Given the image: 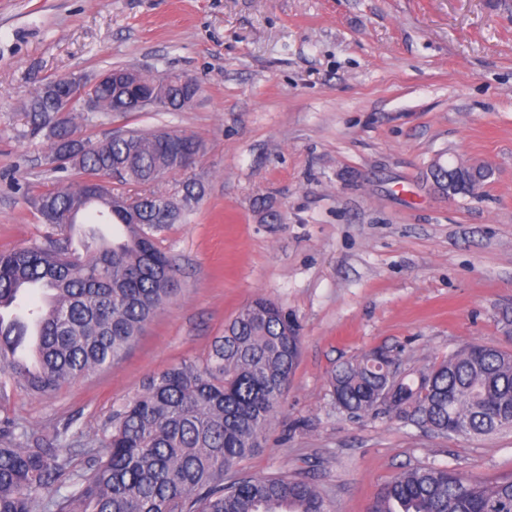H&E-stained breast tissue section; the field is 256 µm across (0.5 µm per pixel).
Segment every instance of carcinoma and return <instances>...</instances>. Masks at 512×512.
<instances>
[{"label": "carcinoma", "mask_w": 512, "mask_h": 512, "mask_svg": "<svg viewBox=\"0 0 512 512\" xmlns=\"http://www.w3.org/2000/svg\"><path fill=\"white\" fill-rule=\"evenodd\" d=\"M199 84L172 89L169 112L183 107ZM113 110L114 89L105 81L77 91ZM53 99L38 93L25 106L30 135L46 132L48 159L59 157L70 126L56 120ZM171 134L131 131L119 138L79 145L74 166L90 175L124 171L123 183L146 185L157 173L179 172L169 149ZM436 184L467 195L488 170L441 166ZM196 181L181 195H129L96 186L65 187L31 197L57 238L0 250V374L42 395L119 359L146 323L175 294V269L155 233L180 221L201 197ZM135 203L137 221L112 208V199ZM122 229L120 241L104 236L80 256L70 250L85 218ZM42 324L39 360H19L27 324ZM300 351V325L272 301L258 298L240 311L214 341L203 363L184 362L150 377L111 420L110 430L88 441V472H68L53 444L31 437L7 415L0 418V512H332L317 486L298 477H241L224 471L258 449V436L274 418ZM389 354L377 350L333 371L341 410L356 416L387 412L441 437L478 438L512 428V352L473 343L448 359L389 378ZM71 490L61 493L62 479ZM371 512H512V476L487 481L431 462L409 468L384 484Z\"/></svg>", "instance_id": "obj_1"}]
</instances>
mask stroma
Listing matches in <instances>:
<instances>
[{"label": "stroma", "instance_id": "obj_1", "mask_svg": "<svg viewBox=\"0 0 512 512\" xmlns=\"http://www.w3.org/2000/svg\"><path fill=\"white\" fill-rule=\"evenodd\" d=\"M132 66L184 74L180 112H85L97 143L121 130L194 136L205 195L159 235L177 293L109 367L36 396L0 380V412L60 442L85 472V438L152 375L203 361L225 325L264 297L297 317L300 353L261 449L236 476L288 473L334 512H369L420 462L512 474V430L441 437L394 415L336 406L337 365L374 349L408 369L470 343L512 351V0H0V250L49 233L36 195L81 183L54 171L23 104L42 83ZM491 171L479 197L443 195L434 163Z\"/></svg>", "mask_w": 512, "mask_h": 512}]
</instances>
